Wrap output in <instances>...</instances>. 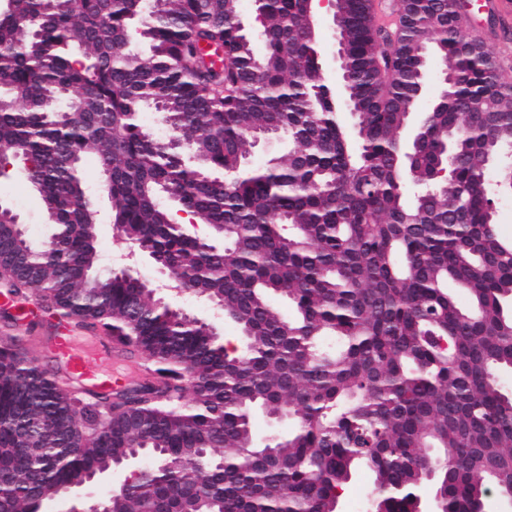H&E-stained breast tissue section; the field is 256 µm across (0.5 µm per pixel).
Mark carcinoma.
Instances as JSON below:
<instances>
[{"label": "carcinoma", "instance_id": "carcinoma-1", "mask_svg": "<svg viewBox=\"0 0 512 512\" xmlns=\"http://www.w3.org/2000/svg\"><path fill=\"white\" fill-rule=\"evenodd\" d=\"M6 0L0 150L17 154L54 232H0L6 293L99 329L144 361L134 390L94 393L0 345V512H41L135 451L153 461L112 512H338L365 469L381 512L512 501V83L460 31L459 0H398L392 34L365 0H340L344 98L323 73L308 0ZM144 39L150 54L135 44ZM454 77L404 139L428 60ZM356 116L344 127L337 112ZM153 112L170 131L150 132ZM292 149L248 167L254 145ZM109 173L112 223L190 293L223 304L242 347L159 305L123 271L97 272L100 213L81 174ZM426 191L408 202L409 184ZM212 227L190 236L165 206ZM465 289L458 308L448 282ZM291 313L282 315L273 300ZM295 422L243 463L256 412ZM425 448L457 457L426 467ZM214 460L199 466L201 451ZM188 464L178 475L161 461Z\"/></svg>", "mask_w": 512, "mask_h": 512}]
</instances>
